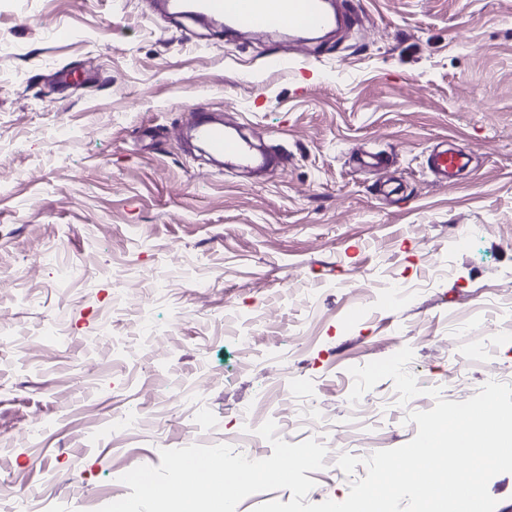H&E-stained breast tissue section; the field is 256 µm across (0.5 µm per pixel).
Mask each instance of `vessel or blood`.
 <instances>
[{
    "label": "vessel or blood",
    "mask_w": 512,
    "mask_h": 512,
    "mask_svg": "<svg viewBox=\"0 0 512 512\" xmlns=\"http://www.w3.org/2000/svg\"><path fill=\"white\" fill-rule=\"evenodd\" d=\"M179 13L195 17L203 23L227 21L236 30L262 32L269 29L292 32L323 30L345 21L350 13L342 0L326 9L323 0H176ZM195 134L208 153L241 168L264 165L250 144L229 133L221 120L213 118L206 107H199ZM469 156L462 150L432 152L429 165L439 182H447L463 168Z\"/></svg>",
    "instance_id": "1"
}]
</instances>
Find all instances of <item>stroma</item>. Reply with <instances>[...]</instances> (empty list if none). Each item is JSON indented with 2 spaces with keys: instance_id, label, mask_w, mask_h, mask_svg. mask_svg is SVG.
Here are the masks:
<instances>
[{
  "instance_id": "1",
  "label": "stroma",
  "mask_w": 512,
  "mask_h": 512,
  "mask_svg": "<svg viewBox=\"0 0 512 512\" xmlns=\"http://www.w3.org/2000/svg\"><path fill=\"white\" fill-rule=\"evenodd\" d=\"M357 2L300 42L157 0H0V512H98L165 449L271 455L252 413L326 446L307 500L340 502L366 468L338 457L412 440L429 389L512 384V325L488 331L512 298V0ZM201 104L279 164L209 162ZM440 144L471 156L448 185ZM405 347L422 395L350 402V367Z\"/></svg>"
}]
</instances>
